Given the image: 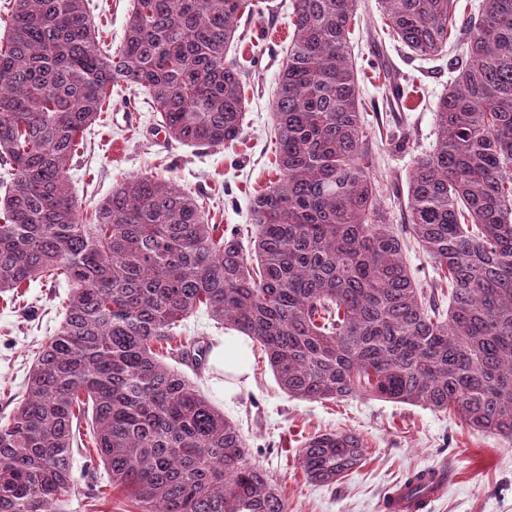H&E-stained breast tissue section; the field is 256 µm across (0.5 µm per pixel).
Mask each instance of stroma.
Listing matches in <instances>:
<instances>
[{
  "label": "stroma",
  "mask_w": 512,
  "mask_h": 512,
  "mask_svg": "<svg viewBox=\"0 0 512 512\" xmlns=\"http://www.w3.org/2000/svg\"><path fill=\"white\" fill-rule=\"evenodd\" d=\"M104 43L120 45L131 0H89ZM295 0H261V18H242V39L231 57L245 68V123L241 140L230 147L195 149L167 140L143 94L116 86L106 116L88 134L71 171L83 211L92 210L123 178L172 177L203 202L209 223L247 228L253 196L278 177L271 102L279 69L293 35ZM360 22L351 39L358 69L364 121L373 148V174L383 186V207L392 223L403 221L407 176L415 156L435 143L433 108L448 89L447 56L412 57L390 39L378 0H360ZM390 69L405 89L402 101L387 104L380 75ZM406 132V148L395 134ZM66 281L31 283L20 300L0 295V417L22 397L38 349L54 336L64 316ZM248 386L226 393L224 370L211 356L201 365L181 364L226 418L238 423L252 457L274 472L288 512H381L391 486L410 471L440 464L450 469L448 489L427 512H512V439L478 432L452 412L394 403L361 395L340 401L289 397L278 386L261 352L250 355ZM351 430L366 446L365 463L333 487L306 480L299 450L319 431ZM84 450L73 467L83 476L82 492L69 512H140L121 493L107 491L105 469H89ZM107 499H99L100 491Z\"/></svg>",
  "instance_id": "1"
}]
</instances>
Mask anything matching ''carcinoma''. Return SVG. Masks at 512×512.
<instances>
[{
	"instance_id": "1",
	"label": "carcinoma",
	"mask_w": 512,
	"mask_h": 512,
	"mask_svg": "<svg viewBox=\"0 0 512 512\" xmlns=\"http://www.w3.org/2000/svg\"><path fill=\"white\" fill-rule=\"evenodd\" d=\"M379 0L390 38L419 57L463 53L435 109V148L414 159L404 228L372 174L350 35L358 0H295L272 101L277 180L251 203L249 244L208 223L174 178L122 180L84 220L69 171L121 82L147 96L169 140L242 138V73L228 57L259 0H133L120 49L88 0H13L0 46V294L64 278L57 331L0 421V512H67L81 415L96 460L141 512H288L240 426L164 362L200 309L258 342L300 400L370 395L459 415L512 438V0ZM409 233L441 272L448 306L404 260ZM365 460L355 432L299 450L306 478L335 486ZM410 472L397 487L420 500Z\"/></svg>"
}]
</instances>
